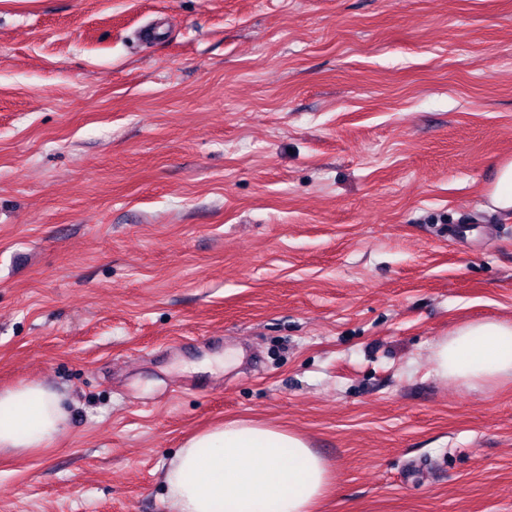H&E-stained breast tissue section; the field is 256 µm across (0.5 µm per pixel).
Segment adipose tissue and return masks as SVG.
Instances as JSON below:
<instances>
[{
    "label": "adipose tissue",
    "mask_w": 512,
    "mask_h": 512,
    "mask_svg": "<svg viewBox=\"0 0 512 512\" xmlns=\"http://www.w3.org/2000/svg\"><path fill=\"white\" fill-rule=\"evenodd\" d=\"M433 359L440 376L470 388L512 382V321L465 323ZM62 402L40 383L0 391V454L50 446L67 420ZM329 483L303 435L252 420L193 433L163 474L171 512H314Z\"/></svg>",
    "instance_id": "1"
}]
</instances>
